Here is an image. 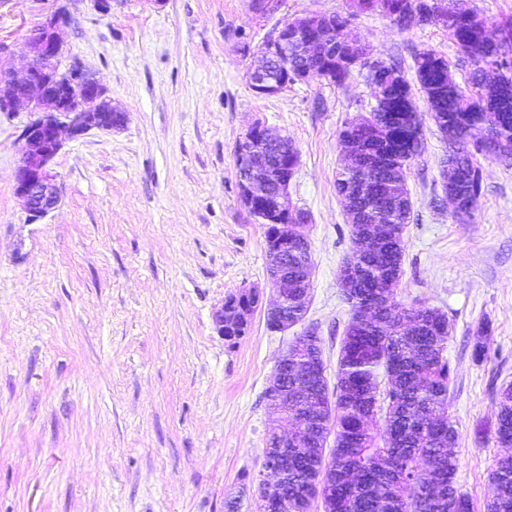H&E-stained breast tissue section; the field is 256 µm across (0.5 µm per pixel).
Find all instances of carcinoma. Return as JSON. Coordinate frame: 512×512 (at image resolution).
I'll return each mask as SVG.
<instances>
[{
	"mask_svg": "<svg viewBox=\"0 0 512 512\" xmlns=\"http://www.w3.org/2000/svg\"><path fill=\"white\" fill-rule=\"evenodd\" d=\"M350 12L325 16L329 25L309 29L294 18L284 25L288 38V70L275 69L277 79L303 82L336 64V84L350 70L341 64V29L358 13H378L400 28L442 25L458 52L471 66V111L461 110L465 91L455 82L449 62L433 51L414 58L415 79L429 100L432 117L448 141L451 154L461 151L450 171L461 207L475 210L481 195V174L473 155L484 152L464 143L468 131L479 123L490 126L489 144L512 142V77L491 78L501 50L512 49V20L480 17L457 7V0H349ZM498 30L495 43L485 39L484 28ZM312 35L330 43L336 61L309 60L296 53V43ZM376 80L384 98L369 115L351 122L341 136L364 144L363 158L355 169L341 168L336 191L352 210V235L371 233L376 215L360 211L351 186L367 185L386 206V223L399 233L374 253L359 258L361 280L350 283L340 276L344 298L351 307L341 339L336 366V387L326 375L316 379L320 401L288 411V435L274 429L266 437L264 455L269 464L279 461L280 439L288 438V481L284 485L256 486L257 512H311L321 501L323 512H471L468 497L458 491L455 445L457 430L448 411L451 368L444 357L448 319L435 309L394 300V287L402 275L403 234L412 212L407 187L411 160L421 139L412 138L416 107L407 78L391 66ZM312 263L311 255L288 247V273L301 278L299 265ZM387 302L375 313L358 319L361 309L380 294ZM245 291L224 300L225 316L236 306L256 302ZM288 364L308 370H325L318 336L304 333L288 349ZM335 435L329 456L320 441ZM496 442L512 447V384L500 392ZM494 494L487 512H512V456L501 457L492 473Z\"/></svg>",
	"mask_w": 512,
	"mask_h": 512,
	"instance_id": "carcinoma-1",
	"label": "carcinoma"
}]
</instances>
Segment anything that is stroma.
Listing matches in <instances>:
<instances>
[{"mask_svg": "<svg viewBox=\"0 0 512 512\" xmlns=\"http://www.w3.org/2000/svg\"><path fill=\"white\" fill-rule=\"evenodd\" d=\"M0 0V40L15 68L28 38L56 14L70 57L106 88L123 127L65 139L52 168L60 204L30 222L14 191L30 116L0 112V512H254L255 480L274 424L266 389L305 327L336 380L350 318L339 283L351 223L336 192L340 132L375 103L368 70L340 85L297 83L256 94L247 71L278 22L347 14L348 0ZM368 59L413 78L436 51L455 82L471 66L446 29H403L375 13L348 28ZM422 147L407 185L396 299L447 316L455 482L487 512L498 396L512 382V163L476 155L482 191L460 221L442 189L450 144L423 92ZM255 123L284 136L299 165L288 194L305 211L313 268L309 308L288 332L268 329L265 227L245 207L235 147ZM244 288L262 293L249 330L228 345L212 313ZM482 357H475L477 346Z\"/></svg>", "mask_w": 512, "mask_h": 512, "instance_id": "35a3bbf8", "label": "stroma"}]
</instances>
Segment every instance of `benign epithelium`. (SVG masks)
I'll return each instance as SVG.
<instances>
[{
    "label": "benign epithelium",
    "mask_w": 512,
    "mask_h": 512,
    "mask_svg": "<svg viewBox=\"0 0 512 512\" xmlns=\"http://www.w3.org/2000/svg\"><path fill=\"white\" fill-rule=\"evenodd\" d=\"M63 21L56 15L28 38L31 62L22 71L15 70L7 56V46L0 41V84L6 83L8 95L0 96V112L24 110L33 116L23 128L21 137L27 149L15 171V194L24 203L29 220L37 221L56 208L59 193L52 171L55 156L63 146L62 132L77 137L91 129L110 131L122 126L126 113L113 109L106 89L96 77L76 61L66 60L63 42L57 29ZM327 44L312 37L299 47V53L308 59L325 54ZM288 60L286 44L258 50L256 60L248 72L251 89L259 95L279 94L288 87L286 82H272L265 69L271 60ZM283 138L273 136L262 125L252 126L239 143V158L236 162L237 186L248 211L262 209L255 214L261 223L281 224L288 215L291 204L288 190H279L274 196V205L261 207L260 202L271 193L270 184L260 175L248 170L251 155L263 147L278 146ZM395 232L393 226L379 224L364 240V249L375 251L381 240ZM266 254L277 273L270 283L278 293L277 302L267 309V315L275 324L270 329L288 330V282L287 257L288 237L277 238L266 245ZM280 369L270 384L277 407L286 408L290 401L288 386L281 381Z\"/></svg>",
    "instance_id": "7a95c632"
}]
</instances>
